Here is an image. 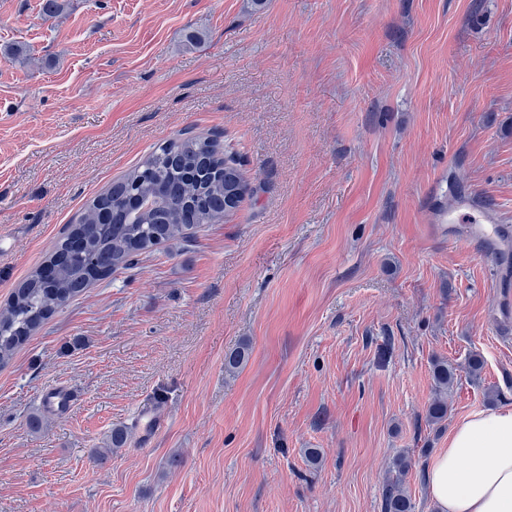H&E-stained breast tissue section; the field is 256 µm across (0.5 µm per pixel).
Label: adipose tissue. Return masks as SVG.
Listing matches in <instances>:
<instances>
[{"label": "adipose tissue", "mask_w": 512, "mask_h": 512, "mask_svg": "<svg viewBox=\"0 0 512 512\" xmlns=\"http://www.w3.org/2000/svg\"><path fill=\"white\" fill-rule=\"evenodd\" d=\"M428 480L435 512H512V405L462 419Z\"/></svg>", "instance_id": "1"}]
</instances>
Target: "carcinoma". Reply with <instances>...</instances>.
<instances>
[{"mask_svg": "<svg viewBox=\"0 0 512 512\" xmlns=\"http://www.w3.org/2000/svg\"><path fill=\"white\" fill-rule=\"evenodd\" d=\"M241 191L248 192V183L240 157L220 150L210 137L183 135L153 150L85 207L46 261L53 276H44L39 267L15 288L0 312V367L45 320L92 283L132 271L161 244L189 240L193 231L232 216L242 202ZM433 380L427 417L439 422L448 413L456 368L435 360ZM128 437V428L112 429L99 457L124 447ZM413 510L402 481L390 482L382 512Z\"/></svg>", "mask_w": 512, "mask_h": 512, "instance_id": "cac0c4a2", "label": "carcinoma"}]
</instances>
